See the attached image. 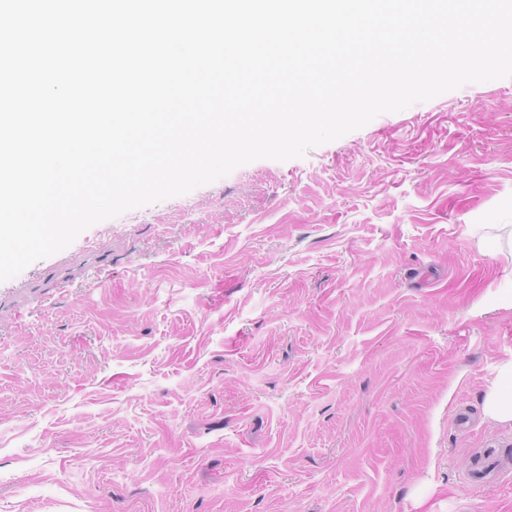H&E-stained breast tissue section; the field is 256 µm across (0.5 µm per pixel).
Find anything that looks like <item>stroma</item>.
Segmentation results:
<instances>
[{
  "instance_id": "stroma-1",
  "label": "stroma",
  "mask_w": 512,
  "mask_h": 512,
  "mask_svg": "<svg viewBox=\"0 0 512 512\" xmlns=\"http://www.w3.org/2000/svg\"><path fill=\"white\" fill-rule=\"evenodd\" d=\"M511 358L512 77L0 282V512H512ZM508 381L512 385V359L500 366L499 377L488 387L484 399V409L488 417L501 423L512 422V394L502 391L501 383Z\"/></svg>"
}]
</instances>
